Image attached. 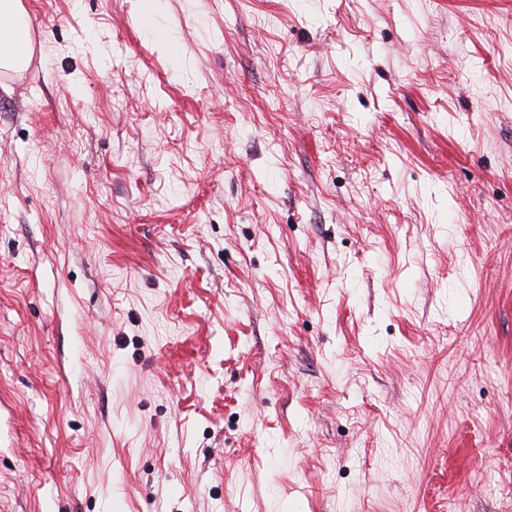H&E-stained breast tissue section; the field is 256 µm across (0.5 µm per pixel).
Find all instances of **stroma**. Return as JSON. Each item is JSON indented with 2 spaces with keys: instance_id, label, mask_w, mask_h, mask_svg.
I'll return each mask as SVG.
<instances>
[{
  "instance_id": "1",
  "label": "stroma",
  "mask_w": 512,
  "mask_h": 512,
  "mask_svg": "<svg viewBox=\"0 0 512 512\" xmlns=\"http://www.w3.org/2000/svg\"><path fill=\"white\" fill-rule=\"evenodd\" d=\"M21 4L0 512H512V0Z\"/></svg>"
}]
</instances>
